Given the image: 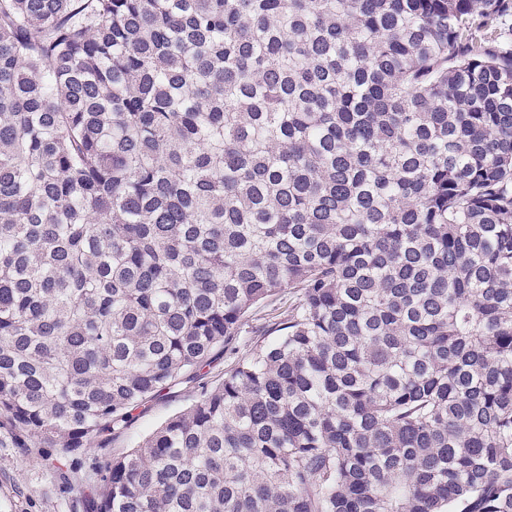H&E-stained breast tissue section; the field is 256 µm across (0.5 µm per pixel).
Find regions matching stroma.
I'll use <instances>...</instances> for the list:
<instances>
[{"mask_svg":"<svg viewBox=\"0 0 512 512\" xmlns=\"http://www.w3.org/2000/svg\"><path fill=\"white\" fill-rule=\"evenodd\" d=\"M287 296L269 299L250 312L234 353L220 355L207 369V381L219 379L238 358L272 344L278 337L275 325L284 318ZM197 395L192 387L165 391L133 413L128 426L112 434L105 448L91 447L61 461H53L50 448L0 447V512H75L85 476L111 457L137 447L164 421L189 406Z\"/></svg>","mask_w":512,"mask_h":512,"instance_id":"1","label":"stroma"}]
</instances>
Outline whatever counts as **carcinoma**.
Listing matches in <instances>:
<instances>
[{
    "mask_svg": "<svg viewBox=\"0 0 512 512\" xmlns=\"http://www.w3.org/2000/svg\"><path fill=\"white\" fill-rule=\"evenodd\" d=\"M512 0H0V446L240 359L83 512H512ZM287 307L288 292H285L279 297L269 299L259 308L253 309L242 327L241 336L235 344V351H232L231 354L224 352L211 367H206L203 370V372H207L205 381L215 382L224 374V370L231 363L272 344L280 334V332L275 331L276 325L274 323L284 319L285 314L283 313Z\"/></svg>",
    "mask_w": 512,
    "mask_h": 512,
    "instance_id": "carcinoma-1",
    "label": "carcinoma"
}]
</instances>
